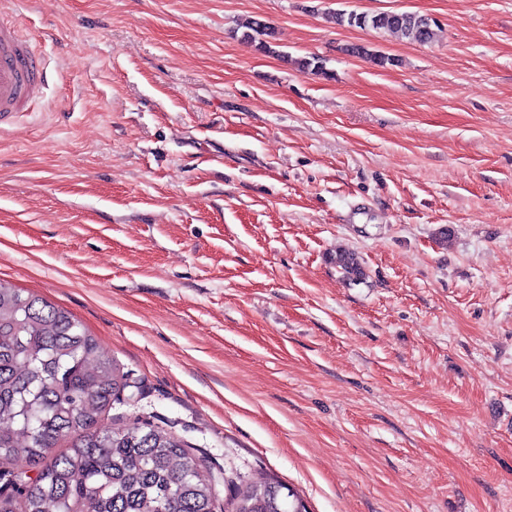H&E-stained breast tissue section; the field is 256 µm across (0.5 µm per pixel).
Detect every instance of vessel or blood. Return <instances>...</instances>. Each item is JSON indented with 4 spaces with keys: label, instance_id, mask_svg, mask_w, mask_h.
Instances as JSON below:
<instances>
[{
    "label": "vessel or blood",
    "instance_id": "vessel-or-blood-1",
    "mask_svg": "<svg viewBox=\"0 0 512 512\" xmlns=\"http://www.w3.org/2000/svg\"><path fill=\"white\" fill-rule=\"evenodd\" d=\"M34 51L20 44L10 27L0 26V125L8 123L44 85Z\"/></svg>",
    "mask_w": 512,
    "mask_h": 512
}]
</instances>
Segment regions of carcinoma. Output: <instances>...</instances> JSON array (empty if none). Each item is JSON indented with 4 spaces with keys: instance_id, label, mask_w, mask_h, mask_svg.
Returning a JSON list of instances; mask_svg holds the SVG:
<instances>
[{
    "instance_id": "obj_1",
    "label": "carcinoma",
    "mask_w": 512,
    "mask_h": 512,
    "mask_svg": "<svg viewBox=\"0 0 512 512\" xmlns=\"http://www.w3.org/2000/svg\"><path fill=\"white\" fill-rule=\"evenodd\" d=\"M331 19L417 42L432 37L429 18L414 12L340 11ZM242 28V39L274 52L264 20ZM349 52L382 68L397 64L365 45ZM291 63L331 77L317 57ZM329 261L342 278L365 279L356 254L339 251ZM132 384L69 311L0 279V512H308L297 492L276 479L232 466L204 476L205 459L195 449L147 420L104 424L113 404L133 406L143 396L126 393ZM64 439L68 448L54 452Z\"/></svg>"
}]
</instances>
